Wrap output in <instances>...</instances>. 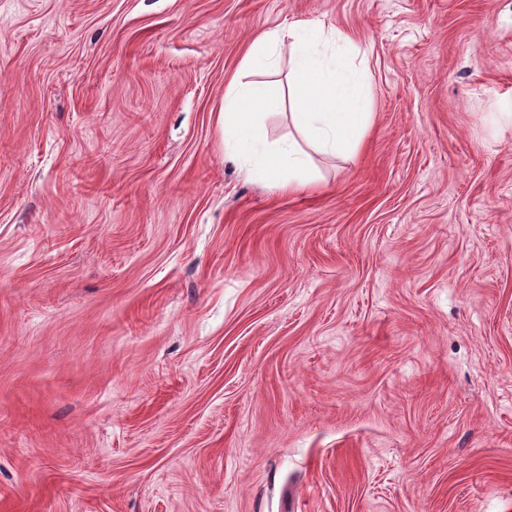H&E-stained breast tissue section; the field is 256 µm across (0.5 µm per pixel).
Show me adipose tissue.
<instances>
[{
	"label": "adipose tissue",
	"mask_w": 512,
	"mask_h": 512,
	"mask_svg": "<svg viewBox=\"0 0 512 512\" xmlns=\"http://www.w3.org/2000/svg\"><path fill=\"white\" fill-rule=\"evenodd\" d=\"M323 28L297 27L288 32L260 33L241 61L245 71L276 70L289 56L295 110L292 123L301 140L269 144L259 112L270 102V87L262 80L232 77L224 92V110L217 121L224 134V151L248 174L281 190L299 191L317 180L308 148L331 155L351 153L370 120L369 103L355 71L343 60L327 58Z\"/></svg>",
	"instance_id": "ef3b65f1"
}]
</instances>
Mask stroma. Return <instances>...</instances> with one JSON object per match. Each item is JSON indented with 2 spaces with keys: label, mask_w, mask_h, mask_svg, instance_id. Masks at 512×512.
Masks as SVG:
<instances>
[{
  "label": "stroma",
  "mask_w": 512,
  "mask_h": 512,
  "mask_svg": "<svg viewBox=\"0 0 512 512\" xmlns=\"http://www.w3.org/2000/svg\"><path fill=\"white\" fill-rule=\"evenodd\" d=\"M293 26L371 119L288 192ZM0 512H512V0H0ZM270 87L263 80L232 77L224 92V112L217 122L224 134V151L248 174L281 190L299 191L317 180L310 156L294 139L268 143L259 112L270 103Z\"/></svg>",
  "instance_id": "1"
}]
</instances>
